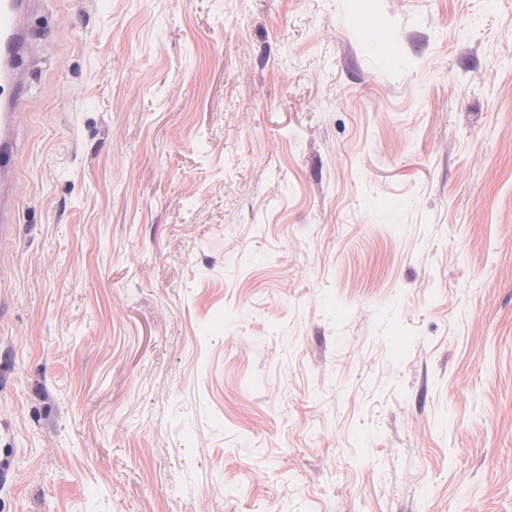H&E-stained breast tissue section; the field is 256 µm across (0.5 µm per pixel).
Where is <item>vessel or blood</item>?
Returning <instances> with one entry per match:
<instances>
[{
	"mask_svg": "<svg viewBox=\"0 0 512 512\" xmlns=\"http://www.w3.org/2000/svg\"><path fill=\"white\" fill-rule=\"evenodd\" d=\"M31 0H0V46H14L12 55L0 58V84L11 88L12 94L0 99V240L13 230L15 201L9 193L14 173L13 131L20 115V101L14 91L25 81L33 63L24 54L29 34L24 24Z\"/></svg>",
	"mask_w": 512,
	"mask_h": 512,
	"instance_id": "vessel-or-blood-1",
	"label": "vessel or blood"
}]
</instances>
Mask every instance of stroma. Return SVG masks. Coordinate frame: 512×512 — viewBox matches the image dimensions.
<instances>
[{
  "label": "stroma",
  "mask_w": 512,
  "mask_h": 512,
  "mask_svg": "<svg viewBox=\"0 0 512 512\" xmlns=\"http://www.w3.org/2000/svg\"><path fill=\"white\" fill-rule=\"evenodd\" d=\"M0 512H512V0H35Z\"/></svg>",
  "instance_id": "35a3bbf8"
}]
</instances>
